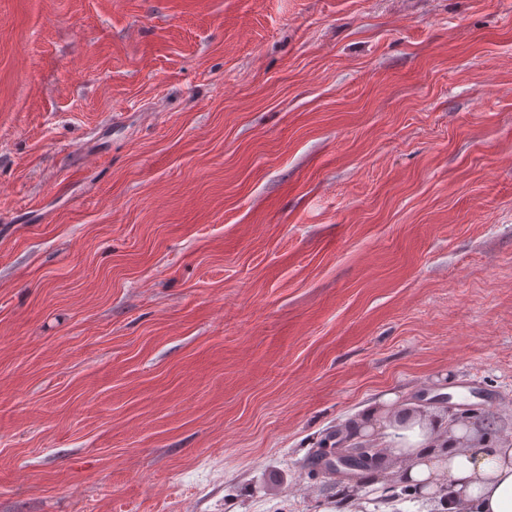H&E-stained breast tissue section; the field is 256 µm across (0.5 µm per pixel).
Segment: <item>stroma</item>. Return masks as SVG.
I'll list each match as a JSON object with an SVG mask.
<instances>
[{
	"label": "stroma",
	"mask_w": 512,
	"mask_h": 512,
	"mask_svg": "<svg viewBox=\"0 0 512 512\" xmlns=\"http://www.w3.org/2000/svg\"><path fill=\"white\" fill-rule=\"evenodd\" d=\"M388 394L512 444V0H0V512H437Z\"/></svg>",
	"instance_id": "obj_1"
}]
</instances>
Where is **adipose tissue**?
Instances as JSON below:
<instances>
[{
	"mask_svg": "<svg viewBox=\"0 0 512 512\" xmlns=\"http://www.w3.org/2000/svg\"><path fill=\"white\" fill-rule=\"evenodd\" d=\"M461 427L435 414L403 415L383 431L413 493L441 501L444 512H512V446L484 441L464 448Z\"/></svg>",
	"mask_w": 512,
	"mask_h": 512,
	"instance_id": "adipose-tissue-1",
	"label": "adipose tissue"
}]
</instances>
